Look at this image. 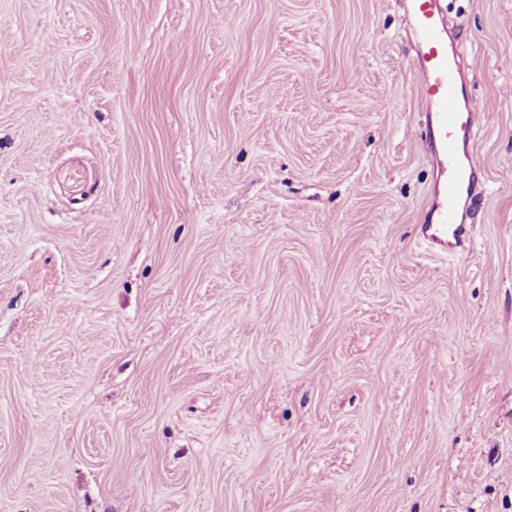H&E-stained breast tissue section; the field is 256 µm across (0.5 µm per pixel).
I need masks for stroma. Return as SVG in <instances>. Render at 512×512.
Masks as SVG:
<instances>
[{"mask_svg":"<svg viewBox=\"0 0 512 512\" xmlns=\"http://www.w3.org/2000/svg\"><path fill=\"white\" fill-rule=\"evenodd\" d=\"M0 0V512H512V0ZM416 42L414 67L425 110V139L435 158L434 199L417 224L418 238L440 254H461L471 244L464 198L480 164L470 151L473 128L489 110L487 101L464 98L462 59L448 51V23L440 0H411ZM463 158L467 161L463 163Z\"/></svg>","mask_w":512,"mask_h":512,"instance_id":"1","label":"stroma"}]
</instances>
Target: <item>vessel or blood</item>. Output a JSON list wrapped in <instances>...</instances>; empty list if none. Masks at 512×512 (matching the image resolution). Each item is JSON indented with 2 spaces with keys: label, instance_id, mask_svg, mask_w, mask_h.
<instances>
[{
  "label": "vessel or blood",
  "instance_id": "obj_1",
  "mask_svg": "<svg viewBox=\"0 0 512 512\" xmlns=\"http://www.w3.org/2000/svg\"><path fill=\"white\" fill-rule=\"evenodd\" d=\"M416 42L414 67L424 99V135L435 158L434 199L417 227L419 239L440 254H461L471 244L464 199L480 167L470 150L473 128L487 101L463 94L465 72L448 49V23L440 0H411Z\"/></svg>",
  "mask_w": 512,
  "mask_h": 512
}]
</instances>
